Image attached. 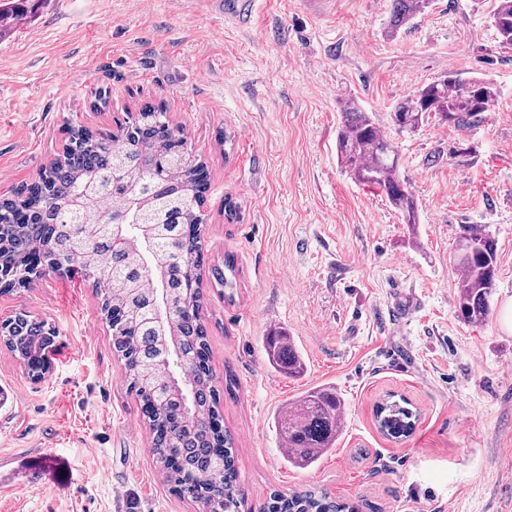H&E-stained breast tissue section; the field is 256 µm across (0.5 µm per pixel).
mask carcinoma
<instances>
[{
	"instance_id": "carcinoma-1",
	"label": "carcinoma",
	"mask_w": 512,
	"mask_h": 512,
	"mask_svg": "<svg viewBox=\"0 0 512 512\" xmlns=\"http://www.w3.org/2000/svg\"><path fill=\"white\" fill-rule=\"evenodd\" d=\"M41 0H0V35L12 23L27 20ZM429 0H391L387 35L406 25L427 7ZM499 44L512 48V0H498L493 14ZM496 92L485 80L462 81L443 75L401 99L390 113L401 132L415 131L432 115L457 128L481 119L490 111ZM342 125L337 154L346 173L356 182L384 192L407 224L417 223L413 195L399 179V153L383 135L370 113L353 99L341 106ZM124 137L92 136L69 130L70 147L54 169L23 187L17 198L0 207V263L21 266L32 254L46 257L78 251L82 269L112 283L103 310L112 311V343L124 360L129 387L141 400L152 432V452L162 475L182 494L211 503L217 512H239L242 494L234 466L232 438L223 431L216 411L212 374L207 361V334L200 318L201 293L196 288L200 267V226L207 184L204 164L185 149V142L170 127L166 112L145 106L126 122ZM132 160L116 172L112 194L123 198L131 177L143 176L152 193L142 197L140 214L147 217L159 204L169 206L175 224H190L192 231L169 245L158 238L146 243L137 224L123 230L126 246L114 251L107 245L108 218L102 209H70L69 203L92 179L113 173L118 157ZM455 260L460 269L456 307L458 317L471 325L484 323L490 313L498 252L495 240L468 225L461 227ZM157 293L161 321L147 328L126 318L128 294ZM45 342L42 326L18 318L15 332L4 346L25 366ZM264 351L270 366L285 377H297L305 362L293 338L282 328L267 333ZM406 399L387 397L376 406V418L389 436L414 429L419 413L405 407ZM273 426L286 444L288 464L307 468L334 447L344 427V401L326 388H311L282 407ZM348 506L325 490L291 494L273 492L263 512H346Z\"/></svg>"
}]
</instances>
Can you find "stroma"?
I'll use <instances>...</instances> for the list:
<instances>
[{
    "label": "stroma",
    "instance_id": "obj_1",
    "mask_svg": "<svg viewBox=\"0 0 512 512\" xmlns=\"http://www.w3.org/2000/svg\"><path fill=\"white\" fill-rule=\"evenodd\" d=\"M497 5L431 0L390 38V0H261L244 29L176 0H47L0 39L1 199L61 156L68 128L109 134L147 103L205 163L201 316L244 512L314 488L356 512H512V49ZM447 73L492 82L491 111L464 129L433 117L398 132L396 103ZM349 97L396 143L417 223L342 170ZM464 224L497 243L482 326L455 308ZM228 257L230 289L212 274ZM398 288L414 300L403 318ZM100 307L78 271L0 294V319L58 332L40 381L0 345V512H204L159 474ZM273 328L293 337L302 376L270 367ZM316 386L343 399L344 430L294 468L272 420ZM390 393L419 412L398 439L374 414ZM499 44L505 49L512 48V0H498L497 8L493 14Z\"/></svg>",
    "mask_w": 512,
    "mask_h": 512
}]
</instances>
